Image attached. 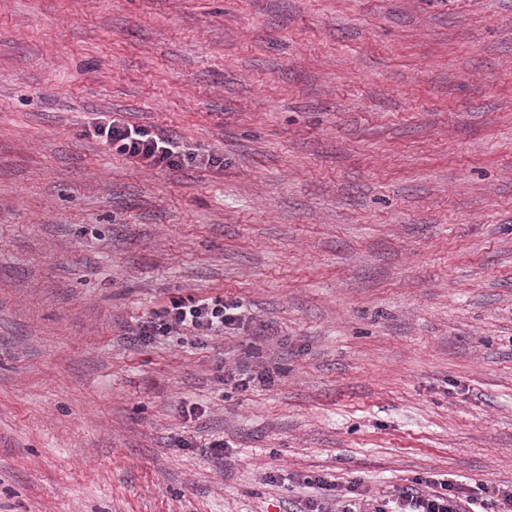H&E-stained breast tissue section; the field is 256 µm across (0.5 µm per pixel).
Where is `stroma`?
Listing matches in <instances>:
<instances>
[{"label":"stroma","mask_w":512,"mask_h":512,"mask_svg":"<svg viewBox=\"0 0 512 512\" xmlns=\"http://www.w3.org/2000/svg\"><path fill=\"white\" fill-rule=\"evenodd\" d=\"M96 112L224 166L134 167ZM178 294L251 322L125 342ZM315 478L512 487V0H0V512ZM249 372L252 371L236 369L235 372L230 373V371H228L227 373L230 380H235L236 382H239L238 385H240L244 389H247L249 384L254 382L255 380H257L260 384L263 385H271L275 381L276 374H278L275 367L269 368L268 366L263 367L262 371H258L259 373ZM233 373L238 374V376H241L242 378L240 380H236V375H233Z\"/></svg>","instance_id":"1"}]
</instances>
